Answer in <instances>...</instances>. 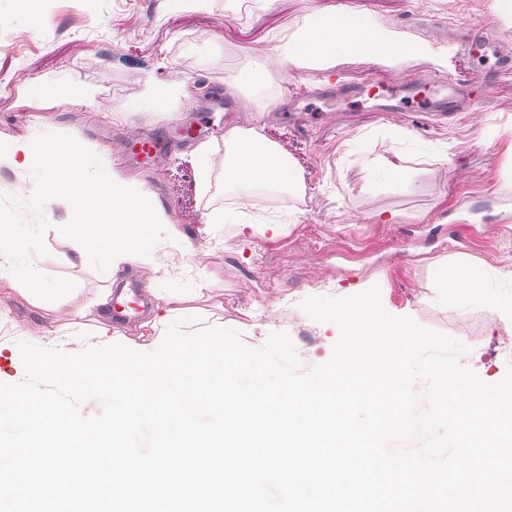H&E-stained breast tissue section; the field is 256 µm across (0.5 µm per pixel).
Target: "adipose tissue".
I'll use <instances>...</instances> for the list:
<instances>
[{
	"instance_id": "obj_1",
	"label": "adipose tissue",
	"mask_w": 512,
	"mask_h": 512,
	"mask_svg": "<svg viewBox=\"0 0 512 512\" xmlns=\"http://www.w3.org/2000/svg\"><path fill=\"white\" fill-rule=\"evenodd\" d=\"M405 43L396 33L374 28L363 30L356 15L344 13L321 20L317 27H305L280 44L277 55L299 66L328 68L347 56L377 57L392 60ZM230 146L221 161L203 158L200 170L210 177L214 168H221L225 185L246 189L252 186L289 187L291 178L280 176L278 151L259 128L232 127L224 132Z\"/></svg>"
}]
</instances>
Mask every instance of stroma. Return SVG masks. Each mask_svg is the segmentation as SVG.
Listing matches in <instances>:
<instances>
[{
  "label": "stroma",
  "mask_w": 512,
  "mask_h": 512,
  "mask_svg": "<svg viewBox=\"0 0 512 512\" xmlns=\"http://www.w3.org/2000/svg\"><path fill=\"white\" fill-rule=\"evenodd\" d=\"M503 0H0V141L42 132L73 136L103 163L142 185L170 220L151 264L116 275L74 258L60 226L72 209L48 201L46 254L33 259L50 276L76 283L66 297L32 306L14 281L0 279V320L9 345L47 347L67 333L74 312L104 288L119 291L139 275L143 291L201 288L210 326L238 330L262 347L287 332L308 372L329 360L339 337L300 303L348 297L379 286L384 308L419 325L493 348L512 332L478 299L444 294L441 270L461 266L481 276L488 295L512 300V72L496 73L498 52L512 44V11ZM353 13L400 33L409 50L387 62L393 79L431 88L435 77L462 75L471 105L441 119L403 109L382 114L362 97L337 92L374 66L347 57L327 70L289 66L266 75L264 99L252 97L259 61L302 26ZM492 16V44L467 52L472 24ZM235 80L233 111L216 110L207 139L175 142L153 168L122 163L130 129L166 132L196 125L200 107L225 79ZM92 99L76 96L81 85ZM260 126L296 171L299 203L247 211L244 224L206 216L239 206L220 173L199 176V154H224V130ZM279 232H272V225ZM188 239L193 254L179 252ZM70 263H62V256Z\"/></svg>",
  "instance_id": "obj_1"
}]
</instances>
